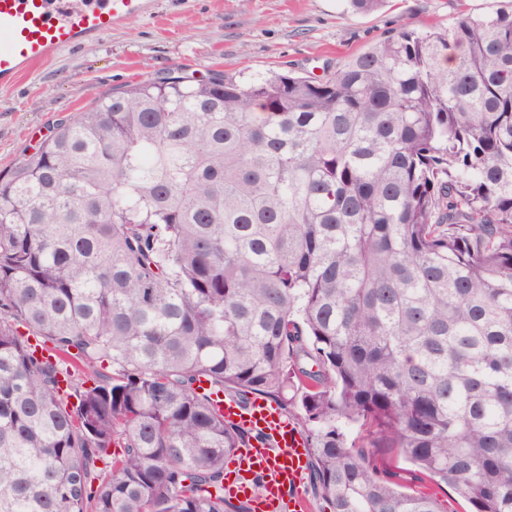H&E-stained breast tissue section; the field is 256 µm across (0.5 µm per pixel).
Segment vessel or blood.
I'll return each instance as SVG.
<instances>
[{"label": "vessel or blood", "instance_id": "1", "mask_svg": "<svg viewBox=\"0 0 512 512\" xmlns=\"http://www.w3.org/2000/svg\"><path fill=\"white\" fill-rule=\"evenodd\" d=\"M153 0H0V85L13 84L59 50L96 41L114 24L151 13ZM225 421L261 436L267 451L242 448L225 495L253 512H307L301 477L307 442L281 410L259 398L222 402Z\"/></svg>", "mask_w": 512, "mask_h": 512}]
</instances>
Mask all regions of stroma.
Instances as JSON below:
<instances>
[{
    "instance_id": "35a3bbf8",
    "label": "stroma",
    "mask_w": 512,
    "mask_h": 512,
    "mask_svg": "<svg viewBox=\"0 0 512 512\" xmlns=\"http://www.w3.org/2000/svg\"><path fill=\"white\" fill-rule=\"evenodd\" d=\"M148 15L113 26L97 41L58 51L12 87L0 88V170L33 150L57 119L86 109L98 94L181 69L200 77L230 70L244 79L272 70L321 75L407 22L450 25L498 0H384L355 11L349 0H155ZM381 478L434 498L441 512H467L447 485L409 464L395 448L371 447L370 427L352 431Z\"/></svg>"
}]
</instances>
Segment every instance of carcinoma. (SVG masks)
Listing matches in <instances>:
<instances>
[{
    "mask_svg": "<svg viewBox=\"0 0 512 512\" xmlns=\"http://www.w3.org/2000/svg\"><path fill=\"white\" fill-rule=\"evenodd\" d=\"M226 392L294 413L331 512H440L360 421L512 512V0L103 93L0 171V512H246ZM373 428L369 426L355 427L351 438H356L358 445H363L370 460L375 464L378 475L388 479L409 494L434 498L439 510L445 512H466L468 506L447 485L437 483L416 467L409 464L397 448H371Z\"/></svg>",
    "mask_w": 512,
    "mask_h": 512,
    "instance_id": "cac0c4a2",
    "label": "carcinoma"
}]
</instances>
